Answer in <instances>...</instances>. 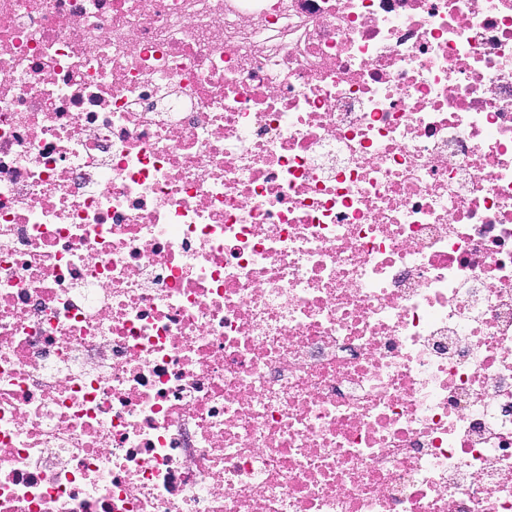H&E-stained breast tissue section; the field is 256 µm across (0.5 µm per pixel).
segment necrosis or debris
I'll list each match as a JSON object with an SVG mask.
<instances>
[{
	"instance_id": "obj_1",
	"label": "necrosis or debris",
	"mask_w": 512,
	"mask_h": 512,
	"mask_svg": "<svg viewBox=\"0 0 512 512\" xmlns=\"http://www.w3.org/2000/svg\"><path fill=\"white\" fill-rule=\"evenodd\" d=\"M0 512H512V0H0Z\"/></svg>"
}]
</instances>
